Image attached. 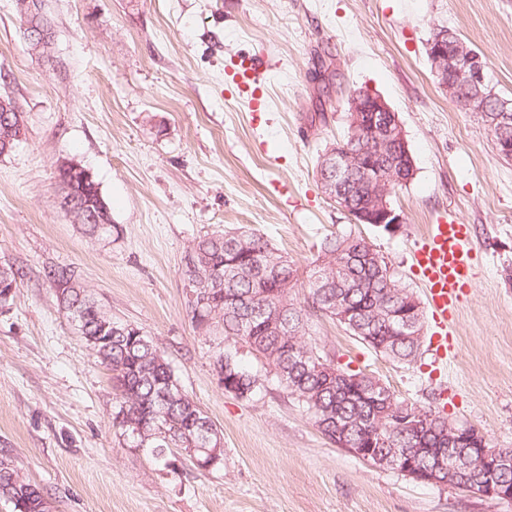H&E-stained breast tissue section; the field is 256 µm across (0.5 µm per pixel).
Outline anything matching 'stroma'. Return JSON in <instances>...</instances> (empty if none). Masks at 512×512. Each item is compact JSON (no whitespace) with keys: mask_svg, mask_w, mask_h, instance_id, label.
<instances>
[{"mask_svg":"<svg viewBox=\"0 0 512 512\" xmlns=\"http://www.w3.org/2000/svg\"><path fill=\"white\" fill-rule=\"evenodd\" d=\"M49 48L32 51L0 0V95L25 133L0 156V266L17 271L0 308V450L42 487L50 512H512L493 498L416 482L327 440L276 386L242 400L219 386V328L196 329L184 257L199 237L241 228L299 271L330 234L366 239L396 277L430 224L470 228L479 273L453 318L442 372L424 351L390 360L336 321L309 333L341 366L397 401L440 410L512 448V161L460 110L424 45L444 25L483 53L512 97V0H44ZM261 63V112L227 71ZM371 89L397 113L415 163L392 196L394 232L356 224L316 174L347 131V98ZM90 169L112 233L88 237L60 209L57 170ZM70 266L114 319L165 351L182 389L222 431L220 464L137 448L112 425V374L59 309L47 272Z\"/></svg>","mask_w":512,"mask_h":512,"instance_id":"1","label":"stroma"}]
</instances>
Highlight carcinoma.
<instances>
[{
    "label": "carcinoma",
    "mask_w": 512,
    "mask_h": 512,
    "mask_svg": "<svg viewBox=\"0 0 512 512\" xmlns=\"http://www.w3.org/2000/svg\"><path fill=\"white\" fill-rule=\"evenodd\" d=\"M369 136L355 147L365 150L378 167L395 156L368 150ZM336 203L351 217L367 204L366 191L355 172L342 179ZM77 205H99L97 181L73 183ZM195 267L185 266L187 307L198 328L219 325L224 340L242 343L266 369L262 377L246 370L237 354L224 351L214 365L224 375V391L247 399L269 383L288 393L321 433L340 448H375L381 467L393 448H448V418L430 408L424 442L415 440L410 422L386 406L394 398L380 379L345 369L317 342L309 339L308 323L327 316L383 356L411 364L421 354L424 312L416 293L394 277L388 263L361 237L330 235L320 244V263L307 277V298L294 303L290 290L298 273L264 236L240 230L205 236L194 242ZM17 288L11 267L0 266V307L11 304ZM69 312L82 309L80 332L96 357L112 373L115 410L112 426L132 435L139 448L157 456L168 448H194L203 464L220 463V429L185 393L171 362L140 328L112 321V336L98 341L100 326L91 309L95 300L73 292L57 296ZM0 499L14 512H47L43 491L30 483L6 455L0 457Z\"/></svg>",
    "instance_id": "carcinoma-1"
}]
</instances>
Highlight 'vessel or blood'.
Instances as JSON below:
<instances>
[{
    "label": "vessel or blood",
    "instance_id": "obj_1",
    "mask_svg": "<svg viewBox=\"0 0 512 512\" xmlns=\"http://www.w3.org/2000/svg\"><path fill=\"white\" fill-rule=\"evenodd\" d=\"M236 76L239 87L250 92L253 100L262 99L256 65L241 66ZM415 268L432 312V353L435 360L441 361L451 351L448 321L458 311L477 273L476 251L468 226L452 216L442 217L431 225L415 254Z\"/></svg>",
    "mask_w": 512,
    "mask_h": 512
}]
</instances>
